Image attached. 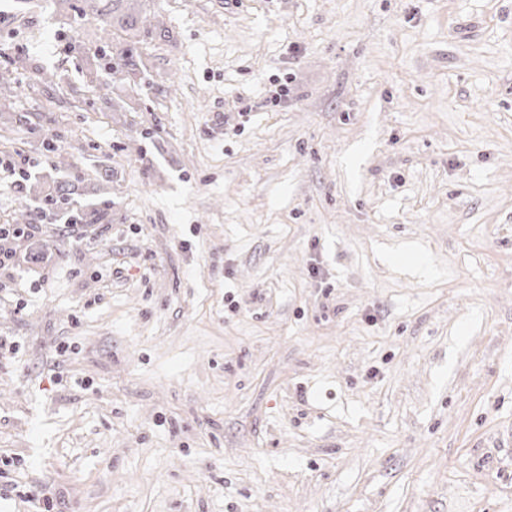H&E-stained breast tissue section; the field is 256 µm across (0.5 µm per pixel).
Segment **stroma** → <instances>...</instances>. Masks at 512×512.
I'll list each match as a JSON object with an SVG mask.
<instances>
[{
	"label": "stroma",
	"mask_w": 512,
	"mask_h": 512,
	"mask_svg": "<svg viewBox=\"0 0 512 512\" xmlns=\"http://www.w3.org/2000/svg\"><path fill=\"white\" fill-rule=\"evenodd\" d=\"M0 0V512H512V0ZM288 98L269 108L279 84ZM81 16H92L100 21L102 30L107 32L105 41L114 45L112 59L115 60L109 69L111 78L119 80H129L134 85H138L137 79L140 81L141 72L137 69L133 59V48L131 45L147 44V39L156 29L155 24L146 14L142 15V11L137 8L139 0H81ZM114 29H120L127 33L128 38H138V40L116 42L114 38ZM119 45V46H118ZM85 179L84 173L76 172L68 179L59 182L54 194L48 195L45 198L43 207L50 210L59 220H62L64 216L61 213L66 211L63 205L69 203V198L73 194L71 191L74 190L75 183H82Z\"/></svg>",
	"instance_id": "stroma-1"
}]
</instances>
